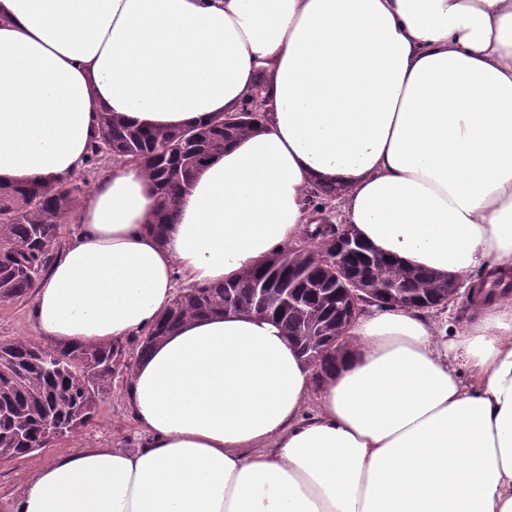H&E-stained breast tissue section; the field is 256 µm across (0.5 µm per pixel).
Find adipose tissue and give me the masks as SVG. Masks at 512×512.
Returning <instances> with one entry per match:
<instances>
[{"instance_id": "1", "label": "adipose tissue", "mask_w": 512, "mask_h": 512, "mask_svg": "<svg viewBox=\"0 0 512 512\" xmlns=\"http://www.w3.org/2000/svg\"><path fill=\"white\" fill-rule=\"evenodd\" d=\"M263 127L179 199L123 164L83 195L39 280L43 344L144 337L178 281L297 243L315 185L401 265L512 277V0H0V183L78 175L100 113L206 124L254 89ZM457 329L372 308L315 376L251 313L189 320L139 357L135 449L56 450L0 512H512V292Z\"/></svg>"}]
</instances>
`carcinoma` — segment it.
Here are the masks:
<instances>
[{"instance_id": "1", "label": "carcinoma", "mask_w": 512, "mask_h": 512, "mask_svg": "<svg viewBox=\"0 0 512 512\" xmlns=\"http://www.w3.org/2000/svg\"><path fill=\"white\" fill-rule=\"evenodd\" d=\"M248 103L234 112L235 121L218 118L195 128L167 130L131 126L110 112L100 115L97 140L89 161L99 160V146L111 148L112 163H134L147 173L157 197L150 228L167 240L177 200L186 193L195 173L213 155L261 123L252 119ZM81 189L68 180L55 184H0V301L27 295L47 270L60 238V226L77 210ZM331 224L316 227L320 241L294 245L271 254L262 264L246 269L235 281L192 285L178 291L170 307L141 341L146 353L189 319L238 311L255 313L258 301L250 282L266 284L265 307L271 321L283 327L303 360L314 371L336 359V324L346 317L348 302L336 287V275L320 264ZM281 258L304 272L296 284L302 306L282 302L276 276ZM353 266L374 280L388 279L418 309L430 308L431 296L448 283L445 276L399 266L366 248ZM121 343L42 346L25 337L0 340V462L33 454L89 425L119 371L131 372Z\"/></svg>"}]
</instances>
